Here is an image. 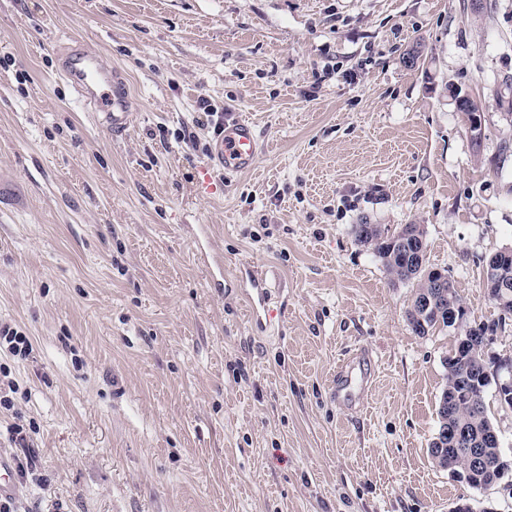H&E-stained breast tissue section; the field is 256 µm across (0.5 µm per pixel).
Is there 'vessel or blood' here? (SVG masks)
Here are the masks:
<instances>
[{"label":"vessel or blood","mask_w":512,"mask_h":512,"mask_svg":"<svg viewBox=\"0 0 512 512\" xmlns=\"http://www.w3.org/2000/svg\"><path fill=\"white\" fill-rule=\"evenodd\" d=\"M88 109L101 113L102 122L112 132L123 131L130 123L126 88L118 72L106 67L97 54L82 47L68 48L59 55L57 70ZM259 152L255 126L244 119L225 123L223 134L209 147V165L220 170L251 169Z\"/></svg>","instance_id":"1"}]
</instances>
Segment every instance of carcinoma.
Returning <instances> with one entry per match:
<instances>
[{"mask_svg":"<svg viewBox=\"0 0 512 512\" xmlns=\"http://www.w3.org/2000/svg\"><path fill=\"white\" fill-rule=\"evenodd\" d=\"M353 234L355 243L371 249L392 279L412 283L413 293L406 318L414 334L427 336L437 330H448L456 337L469 336L467 345L453 346L443 360L446 375L441 394L448 395V411L437 413V434L430 447L436 448L443 441L448 445V452L442 456L433 454L431 458L440 469L453 467L457 478L473 489L497 483L496 465L503 450L490 448L486 467L474 470L469 464L467 449L482 447L485 436L495 430L485 407V394L495 382V376L482 337L493 335L499 325L512 318V292L504 295L492 286L494 270L504 273L512 281V259L503 264L501 254L497 253L489 259L484 270V286L499 312L498 319L478 322L467 317L458 330L448 322V310L440 309V303L427 310L421 307V302L434 291L435 273L425 261V230L421 225L403 224L391 233L379 224H357ZM450 429L461 431V439L456 441L454 436L447 435Z\"/></svg>","mask_w":512,"mask_h":512,"instance_id":"obj_1","label":"carcinoma"}]
</instances>
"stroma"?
Segmentation results:
<instances>
[{"mask_svg": "<svg viewBox=\"0 0 512 512\" xmlns=\"http://www.w3.org/2000/svg\"><path fill=\"white\" fill-rule=\"evenodd\" d=\"M72 42L121 72L124 134L55 79ZM202 100L261 145L211 197ZM357 224L422 225L427 264L495 318L512 0H0V324L33 346L0 350V456L32 463L16 512H512V471L475 490L433 464L453 335L412 333L411 286ZM204 230L227 280L262 274L266 327L211 287ZM349 361L368 392L331 398Z\"/></svg>", "mask_w": 512, "mask_h": 512, "instance_id": "stroma-1", "label": "stroma"}]
</instances>
